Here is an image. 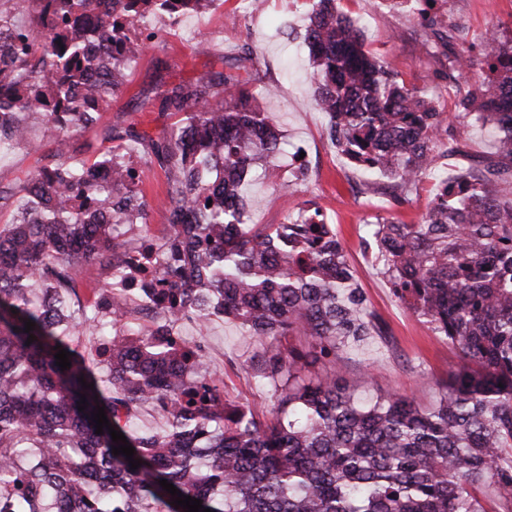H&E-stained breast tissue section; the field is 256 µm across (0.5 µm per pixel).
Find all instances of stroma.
Listing matches in <instances>:
<instances>
[{
	"label": "stroma",
	"instance_id": "stroma-1",
	"mask_svg": "<svg viewBox=\"0 0 512 512\" xmlns=\"http://www.w3.org/2000/svg\"><path fill=\"white\" fill-rule=\"evenodd\" d=\"M336 7L365 20L367 52L386 59L408 86L427 90L445 111L446 134L437 159L441 176H454L493 157L494 128L475 117L459 116L457 81L449 79L444 63L428 56L422 46L427 32L424 14L385 0H336ZM240 8L239 0H224L175 23L165 16L153 18L155 38L128 70L126 84L112 96L104 122L158 133L166 118L138 110V98L148 95L157 82L189 81L209 70H224L226 61L250 53L245 66L260 80L249 89L260 109L277 121L285 146L240 187L249 225L280 224L299 209L322 207L369 309L386 330L385 336H369L339 351L337 365L345 384L359 400L395 392L430 405L439 396L438 382L456 368L459 352L395 298L389 280L378 270L374 249L363 237L366 223L379 218L420 223L436 192L435 178L423 177L404 191L402 199H395L386 178L357 169L328 139V118L313 103L312 66L304 46L310 0H258L241 23L227 24V15ZM443 19L457 27V46L474 47L460 78L474 82L481 78L485 56L476 40L493 26L500 34H512V0H448ZM266 86L273 88V95L263 94ZM24 121L26 142L0 152V190L9 194L0 200V226L11 221L25 198L17 189L19 181L40 163L50 162L56 147L55 134L40 116L28 115ZM302 147L316 154L314 164L303 171L292 164L293 153ZM141 187L151 204L150 230L162 234L169 213L159 167L145 172ZM204 342L209 364L223 377L226 393L242 403L271 405L270 392L250 377V359L261 347L237 321L213 317Z\"/></svg>",
	"mask_w": 512,
	"mask_h": 512
}]
</instances>
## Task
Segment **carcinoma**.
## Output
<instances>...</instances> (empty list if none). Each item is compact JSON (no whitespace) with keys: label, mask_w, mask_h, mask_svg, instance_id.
I'll list each match as a JSON object with an SVG mask.
<instances>
[{"label":"carcinoma","mask_w":512,"mask_h":512,"mask_svg":"<svg viewBox=\"0 0 512 512\" xmlns=\"http://www.w3.org/2000/svg\"><path fill=\"white\" fill-rule=\"evenodd\" d=\"M102 1L117 6L94 14ZM213 2L15 0L24 24L0 9V34H12L0 44V151L24 141L26 113L73 132L98 127L155 38L147 20ZM330 2L318 0L305 33L315 105L338 150L405 189L432 169L444 111L365 52L357 19L326 13ZM427 28L426 52L462 71L455 29L436 16ZM481 43L488 73L459 89V107L496 129V159L441 180L420 223L366 225L395 297L459 349L434 403L399 393L362 403L337 372V352L382 327L320 208L245 229L239 187L283 138L231 62L157 83L138 107L178 117L157 136L108 126L92 162L43 164L24 179L27 201L0 229V512H187L161 480L211 512H512V204L493 191L512 178V37L486 32ZM129 142L144 145L143 162L127 156ZM143 164L166 178L170 285L114 280L83 298V264L123 261L114 226L147 224ZM144 297L159 322L99 343V380L69 338L104 315L124 327L147 310ZM217 314L263 346L253 379L271 408L231 401L204 342L181 335L179 323L202 331ZM284 336L298 344L281 349ZM316 366L325 376L304 375ZM145 404L164 433L132 429ZM100 407L140 467L112 453L108 428L96 433Z\"/></svg>","instance_id":"obj_1"}]
</instances>
